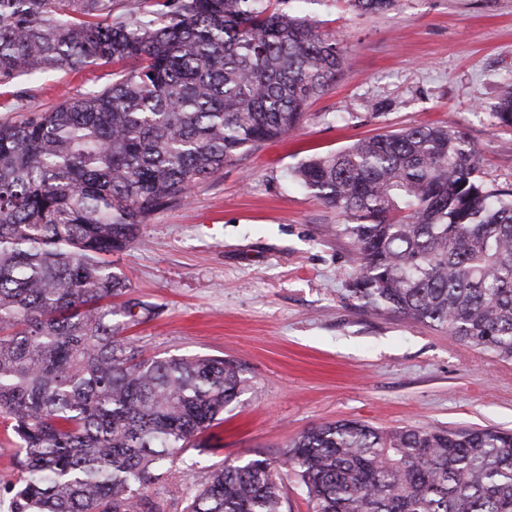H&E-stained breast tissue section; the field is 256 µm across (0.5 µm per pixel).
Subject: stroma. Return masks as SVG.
I'll return each instance as SVG.
<instances>
[{
	"instance_id": "35a3bbf8",
	"label": "stroma",
	"mask_w": 512,
	"mask_h": 512,
	"mask_svg": "<svg viewBox=\"0 0 512 512\" xmlns=\"http://www.w3.org/2000/svg\"><path fill=\"white\" fill-rule=\"evenodd\" d=\"M295 10L343 39L341 74L298 129L226 164L159 211L138 242L113 253L149 321L123 335L161 357L241 363L249 388L190 448L157 496L183 512L186 490L213 467L280 459L303 431L358 419L389 430L512 431V361L419 323L358 309L357 262L336 237L334 209L298 187L305 159L419 124L464 129L490 188L512 187V127L494 110L512 85V0H397L382 15L348 0H296ZM111 65L55 70L0 87V122L105 84Z\"/></svg>"
}]
</instances>
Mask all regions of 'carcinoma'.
I'll return each mask as SVG.
<instances>
[{"instance_id":"1","label":"carcinoma","mask_w":512,"mask_h":512,"mask_svg":"<svg viewBox=\"0 0 512 512\" xmlns=\"http://www.w3.org/2000/svg\"><path fill=\"white\" fill-rule=\"evenodd\" d=\"M291 0H0V85L91 64L102 86L0 123V420L18 440L9 512H163L166 482L249 386L242 365L158 357L112 323L154 309L108 256L200 181L302 121L342 41ZM396 0H351L363 14ZM495 118L512 126V88ZM464 132L424 124L302 162L359 262L368 313L445 330L512 360V189H490ZM512 512V433L388 432L337 420L279 463H226L185 512ZM285 492L288 497V512H309L303 487L296 482L292 473L284 479Z\"/></svg>"}]
</instances>
